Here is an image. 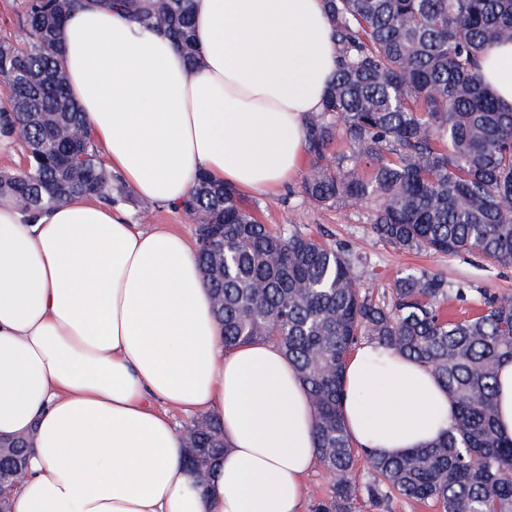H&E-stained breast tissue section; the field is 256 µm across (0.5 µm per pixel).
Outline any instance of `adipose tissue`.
I'll return each instance as SVG.
<instances>
[{
	"label": "adipose tissue",
	"instance_id": "ef3b65f1",
	"mask_svg": "<svg viewBox=\"0 0 512 512\" xmlns=\"http://www.w3.org/2000/svg\"><path fill=\"white\" fill-rule=\"evenodd\" d=\"M196 68L163 32L99 9L67 22L71 96L113 172L180 205L199 174L277 195L339 58L324 0H195ZM512 107V41L480 56ZM343 415L372 456L435 443L453 399L427 367L374 340L344 371ZM175 409L216 417L207 484L184 464ZM314 411L276 346L225 349L184 235L86 197L31 213L0 196V438L32 442L12 512H303Z\"/></svg>",
	"mask_w": 512,
	"mask_h": 512
}]
</instances>
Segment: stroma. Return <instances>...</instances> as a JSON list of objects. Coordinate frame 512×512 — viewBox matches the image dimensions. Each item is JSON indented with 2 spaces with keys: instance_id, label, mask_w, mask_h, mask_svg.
<instances>
[{
  "instance_id": "1",
  "label": "stroma",
  "mask_w": 512,
  "mask_h": 512,
  "mask_svg": "<svg viewBox=\"0 0 512 512\" xmlns=\"http://www.w3.org/2000/svg\"><path fill=\"white\" fill-rule=\"evenodd\" d=\"M242 200L261 223L292 224L303 234L332 246H351L364 284L374 296L389 295L397 277L420 269L447 278L451 288L464 289L465 301L451 299L446 304L447 311L455 314L480 307L487 295H512V267L474 253L448 256L408 251L380 241L370 230V205L318 209L304 201L295 182L276 198L246 193ZM127 208L133 219H144L146 225L165 224L187 238L196 236V226L183 210L148 206L139 200L128 203Z\"/></svg>"
}]
</instances>
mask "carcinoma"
Here are the masks:
<instances>
[{"label":"carcinoma","instance_id":"cac0c4a2","mask_svg":"<svg viewBox=\"0 0 512 512\" xmlns=\"http://www.w3.org/2000/svg\"><path fill=\"white\" fill-rule=\"evenodd\" d=\"M116 10L166 33L189 68L194 0H18L15 31L0 38L5 120L19 129L25 168L0 172V193L39 212L85 196L109 204L127 187L85 135L61 63L68 17L88 5ZM339 45L322 110L306 123L309 171L300 184L317 208L373 202L370 228L401 249L474 251L512 266V109L483 82L478 58L512 40V0H325ZM343 140L345 153L331 146ZM182 209L197 224L196 258L210 287L224 347L262 341L294 364L315 413L317 463L329 493L312 512H353L360 490L380 503L395 494L441 512H512V439L497 431V368L512 360V296L485 298L462 319L439 307L463 289L437 273L397 278L376 299L352 250L295 228L271 229L240 193L201 175ZM428 368L454 400V424L432 446L368 458L371 479L353 480L357 449L344 424L343 370L361 338ZM28 442L0 446V512L24 470ZM217 421L187 428V469L208 478L224 455Z\"/></svg>","mask_w":512,"mask_h":512}]
</instances>
